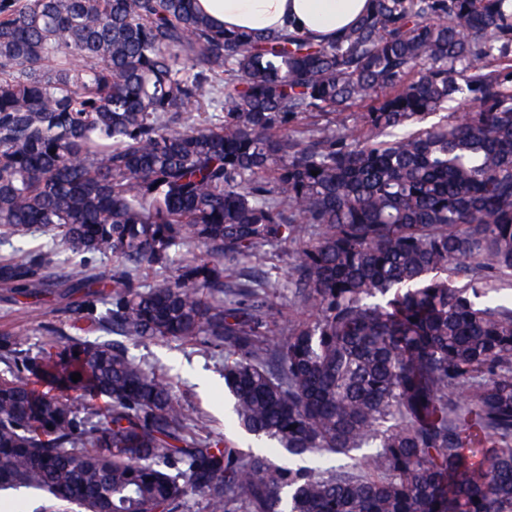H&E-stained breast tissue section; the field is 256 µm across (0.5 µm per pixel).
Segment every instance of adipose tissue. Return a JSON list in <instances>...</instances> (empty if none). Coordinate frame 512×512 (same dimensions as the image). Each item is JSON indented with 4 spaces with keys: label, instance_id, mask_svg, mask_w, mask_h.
I'll return each instance as SVG.
<instances>
[{
    "label": "adipose tissue",
    "instance_id": "obj_1",
    "mask_svg": "<svg viewBox=\"0 0 512 512\" xmlns=\"http://www.w3.org/2000/svg\"><path fill=\"white\" fill-rule=\"evenodd\" d=\"M369 0H197L201 13L228 30L287 31L331 40L369 7Z\"/></svg>",
    "mask_w": 512,
    "mask_h": 512
}]
</instances>
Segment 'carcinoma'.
<instances>
[{"instance_id": "obj_1", "label": "carcinoma", "mask_w": 512, "mask_h": 512, "mask_svg": "<svg viewBox=\"0 0 512 512\" xmlns=\"http://www.w3.org/2000/svg\"><path fill=\"white\" fill-rule=\"evenodd\" d=\"M370 2L324 43L227 31L195 0H0V238H58L1 257L0 288L75 330L35 354L0 332L12 512L20 491L512 512V303L487 298L512 282V0ZM287 243L305 319L235 269ZM61 252L78 262L52 277ZM111 334L226 352L231 424L269 453L212 437Z\"/></svg>"}]
</instances>
